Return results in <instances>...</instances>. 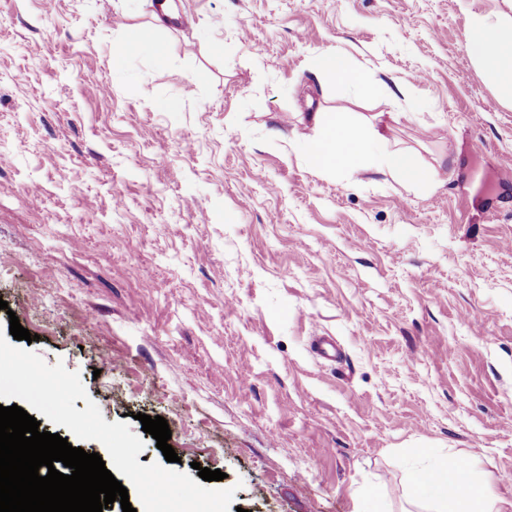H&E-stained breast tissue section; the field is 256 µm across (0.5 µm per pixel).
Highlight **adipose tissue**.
<instances>
[{
	"label": "adipose tissue",
	"instance_id": "1",
	"mask_svg": "<svg viewBox=\"0 0 512 512\" xmlns=\"http://www.w3.org/2000/svg\"><path fill=\"white\" fill-rule=\"evenodd\" d=\"M467 49L477 67L500 96L512 101V15L473 14L466 35ZM315 75L338 79L368 96L384 93L380 84L362 83L352 68L349 54L341 49L322 55ZM315 135L301 147L308 164L322 171L342 167L356 173L368 168L389 174L406 185L429 180L411 155L386 148V137L375 118L358 122L343 112H316L311 116ZM451 455L409 474L411 497L426 501L434 512H501L487 487L481 484L471 463L451 468Z\"/></svg>",
	"mask_w": 512,
	"mask_h": 512
}]
</instances>
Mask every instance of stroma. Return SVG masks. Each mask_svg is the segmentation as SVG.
<instances>
[{
    "mask_svg": "<svg viewBox=\"0 0 512 512\" xmlns=\"http://www.w3.org/2000/svg\"><path fill=\"white\" fill-rule=\"evenodd\" d=\"M170 2L0 0V329L244 512H407L442 453L512 512V104L466 46L502 0ZM337 48L389 93L318 81ZM333 110L435 183L314 171Z\"/></svg>",
    "mask_w": 512,
    "mask_h": 512,
    "instance_id": "obj_1",
    "label": "stroma"
}]
</instances>
